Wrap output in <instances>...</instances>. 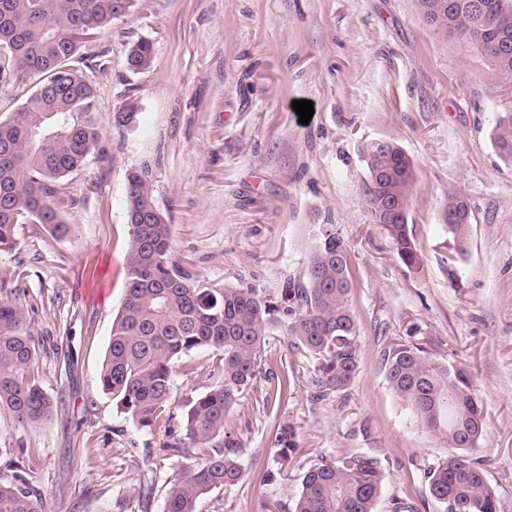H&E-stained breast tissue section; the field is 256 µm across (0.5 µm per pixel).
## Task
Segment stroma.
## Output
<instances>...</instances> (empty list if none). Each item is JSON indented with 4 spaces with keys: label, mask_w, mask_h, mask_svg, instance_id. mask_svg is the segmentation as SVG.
Returning <instances> with one entry per match:
<instances>
[{
    "label": "stroma",
    "mask_w": 512,
    "mask_h": 512,
    "mask_svg": "<svg viewBox=\"0 0 512 512\" xmlns=\"http://www.w3.org/2000/svg\"><path fill=\"white\" fill-rule=\"evenodd\" d=\"M152 42L135 73L129 42ZM98 146L65 180L67 236L23 224L0 251V298L29 311L41 346L27 373L53 402L38 427L0 409V480L24 478L42 512H164L185 465L167 445L185 405L219 382L221 351L177 360L172 401L150 429L105 391L99 374L125 294L126 176L148 167L171 226L174 259L216 288L273 295L302 282L316 228L334 225L350 253L360 358L343 390L316 398L315 362L285 326L267 338L259 373L228 414L242 442L236 485L195 512H290L305 472L366 449L385 459L376 512H442L425 474L448 454L392 392L385 354L408 337L466 368L486 431L482 462L497 512H512V163L492 140L512 111V80L480 52L443 40L416 0H141L102 30L90 61ZM309 100V124L293 101ZM130 103L131 127L114 110ZM400 146L415 167L408 222L422 254L398 258L365 202L363 148ZM469 202L465 253L440 222L449 191ZM291 393L276 398L278 379ZM293 425L282 457L277 430Z\"/></svg>",
    "instance_id": "stroma-1"
}]
</instances>
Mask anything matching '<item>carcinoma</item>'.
Segmentation results:
<instances>
[{
  "instance_id": "obj_1",
  "label": "carcinoma",
  "mask_w": 512,
  "mask_h": 512,
  "mask_svg": "<svg viewBox=\"0 0 512 512\" xmlns=\"http://www.w3.org/2000/svg\"><path fill=\"white\" fill-rule=\"evenodd\" d=\"M138 0H0V84L31 85L21 109L0 118V250L13 248L21 224H42L56 236L70 225L74 205L64 183L96 149L100 132L94 82L79 64L101 31L135 12ZM425 24L439 37L484 54L512 79V0H417ZM154 56L151 42L127 48L126 67L142 71ZM493 141L512 161V112L496 117ZM369 172L365 201L409 268L421 254L408 228L415 169L389 140L365 145ZM130 239L121 310L112 322L102 363L103 388L130 410L138 429L152 428L171 402L174 363L200 348L223 354L221 382L186 405L185 437L170 448L192 460L169 495L165 512H194L197 499L238 483L237 436L224 427L258 369L274 323L286 325L291 346L308 352L316 397L347 387L358 368L357 321L347 248L331 224L319 225L306 280L288 282L277 295L254 288H211L173 259L170 225L158 209L151 174L126 177ZM441 221L459 253L470 224L465 198L454 192ZM40 346L28 311L0 299V407L23 426H37L53 402L26 379ZM391 390L427 431L445 439L448 455L426 473L432 499L443 512H497L495 491L481 464L469 458L484 435L481 404L464 368L433 359L410 339L385 354ZM384 480L382 459L361 452L325 459L302 477L292 512H375ZM0 512H42L40 496L21 480L0 483Z\"/></svg>"
}]
</instances>
